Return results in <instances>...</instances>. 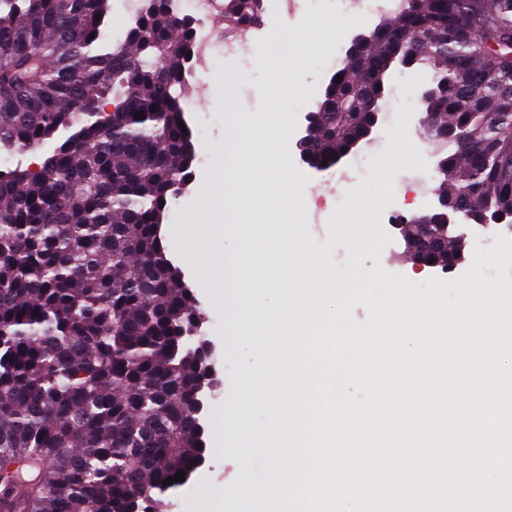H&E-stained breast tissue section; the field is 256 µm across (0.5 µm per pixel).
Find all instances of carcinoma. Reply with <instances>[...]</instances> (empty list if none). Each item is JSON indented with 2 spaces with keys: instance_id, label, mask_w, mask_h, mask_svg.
Masks as SVG:
<instances>
[{
  "instance_id": "cac0c4a2",
  "label": "carcinoma",
  "mask_w": 512,
  "mask_h": 512,
  "mask_svg": "<svg viewBox=\"0 0 512 512\" xmlns=\"http://www.w3.org/2000/svg\"><path fill=\"white\" fill-rule=\"evenodd\" d=\"M260 10L224 0V25ZM110 12L0 0V150L50 147L35 169L0 170V502L15 512H149L208 451L207 371L184 335L205 314L159 230L196 160L178 120L198 24L148 0L113 44ZM396 31L434 35L411 61L433 71L423 111L469 144L427 131L447 194L512 212V0H403L316 102L317 162L335 167L370 123L348 105L384 94L408 55Z\"/></svg>"
}]
</instances>
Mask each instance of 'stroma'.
<instances>
[{
  "mask_svg": "<svg viewBox=\"0 0 512 512\" xmlns=\"http://www.w3.org/2000/svg\"><path fill=\"white\" fill-rule=\"evenodd\" d=\"M392 11L373 9L356 17L350 0H264L261 17L253 35L240 43L232 54L216 53L207 70L189 78L191 85L204 84L207 96L197 100L186 118L193 130L197 158L194 175L184 193L169 205L161 232L171 258L186 275L207 321L204 331L219 353L218 370L223 384L218 397L209 401L204 421L208 429V462L188 484L167 492L159 505L161 512H223L225 504L243 502L250 494L240 481L242 466H249L254 478L269 475V456L262 448L247 447L248 434L233 422L230 403L241 374L264 379L269 372L256 368V352L251 336L238 325L232 304L236 299L235 284L242 277L257 275L270 280L286 276L284 263L275 242L272 226L275 207L257 198L239 212L233 213L232 225H225L223 213L197 214L196 198L200 189L223 190L232 171L216 157L230 150L236 137L251 130L288 121L292 145L272 147L279 174L286 187L302 200L303 210L292 218V235L307 236L316 245L330 244V259L339 268L349 257L346 246L330 243L329 221L347 193L362 180L371 178L370 162L378 160L388 148L387 130L408 125L409 137L423 157H430L434 144L422 130L416 94L431 82L428 69L397 68L389 80L379 122L373 140L334 169L319 172L301 163L295 145L304 134L305 115L314 109L323 87L344 57L351 37L369 31L376 25L393 20ZM332 19L339 31L337 40L314 45L307 33L314 22ZM279 61L285 72L294 77L290 87L272 81L268 61ZM234 102L236 112L227 115V102ZM393 201L382 212L384 229L415 219L430 207L443 187L434 171L398 169L394 180ZM264 230L256 244L264 252L266 262L255 268L237 260L242 231ZM222 254L224 262L217 269L206 267L205 249ZM366 269L382 266L387 272L400 274L411 281L422 282L431 277L445 280L463 274L467 266L459 264L451 270L416 269L405 253L400 235H393L379 258H364Z\"/></svg>",
  "mask_w": 512,
  "mask_h": 512,
  "instance_id": "stroma-1",
  "label": "stroma"
}]
</instances>
